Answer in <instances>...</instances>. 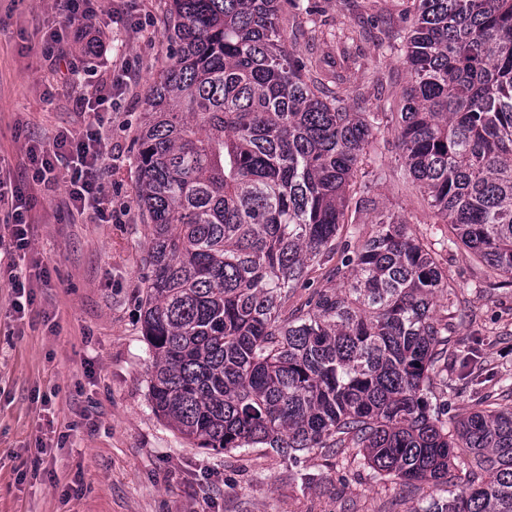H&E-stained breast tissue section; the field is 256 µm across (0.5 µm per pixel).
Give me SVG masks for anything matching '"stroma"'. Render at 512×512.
I'll return each mask as SVG.
<instances>
[{"label":"stroma","mask_w":512,"mask_h":512,"mask_svg":"<svg viewBox=\"0 0 512 512\" xmlns=\"http://www.w3.org/2000/svg\"><path fill=\"white\" fill-rule=\"evenodd\" d=\"M62 0H0V180L22 187L33 226L18 251L0 206V512H419L431 499L464 485L405 484L381 477L349 455L321 450L292 462L268 448L213 451L190 445L152 409V356L142 336L143 258L149 232L134 202L138 172L133 141L145 97L168 62L164 36L169 0H124L130 26L112 22L114 0H92L86 23L107 46L100 58L72 45L55 64L48 37ZM319 25L298 52L338 57L356 17L393 30L410 28L409 0H303ZM397 52L367 43L365 67L352 74L367 112L400 109L407 74ZM128 71L105 105L99 131L109 154L101 174L104 223L71 212L63 184L34 180L26 150L57 132L84 134L89 118L77 98L110 85L120 63ZM363 224L391 214L424 242L436 223L423 194L390 180L371 192ZM49 269L35 278L32 260ZM455 295L450 308L448 374L467 358L492 376L485 392L494 408H512V280L488 277L461 246L441 253ZM26 275L34 303L15 312L9 279ZM53 469L36 461L40 443Z\"/></svg>","instance_id":"1"}]
</instances>
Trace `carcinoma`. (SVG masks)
Instances as JSON below:
<instances>
[{
  "label": "carcinoma",
  "instance_id": "carcinoma-1",
  "mask_svg": "<svg viewBox=\"0 0 512 512\" xmlns=\"http://www.w3.org/2000/svg\"><path fill=\"white\" fill-rule=\"evenodd\" d=\"M169 2L134 139L154 412L198 448H356L408 484L450 483L466 448L477 470L419 512H512V409L442 420L448 275L402 221L357 223L387 130L448 241L512 278V0H412L398 112L296 53L297 0Z\"/></svg>",
  "mask_w": 512,
  "mask_h": 512
}]
</instances>
